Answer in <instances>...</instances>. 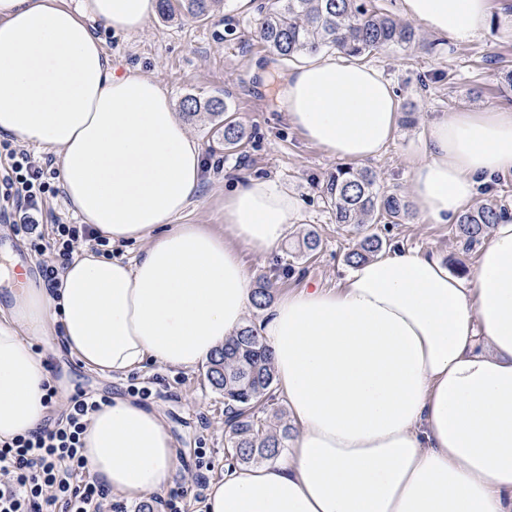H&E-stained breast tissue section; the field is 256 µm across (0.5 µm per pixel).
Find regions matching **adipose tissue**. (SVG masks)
<instances>
[{"label": "adipose tissue", "mask_w": 512, "mask_h": 512, "mask_svg": "<svg viewBox=\"0 0 512 512\" xmlns=\"http://www.w3.org/2000/svg\"><path fill=\"white\" fill-rule=\"evenodd\" d=\"M157 0H0V135L51 153L81 223L136 257L73 254L49 291L28 284L0 321V441L35 430L46 361L26 343L60 324L85 367L192 369L235 336L253 303L243 252L267 255L299 218L280 182L224 195V230L180 218L201 150L152 78L118 72L100 30H141ZM458 43L493 22L490 0H402ZM289 124L328 156L377 157L400 118L375 67L315 55L285 77ZM411 163L420 216L446 224L478 185L512 174V108L445 112ZM298 433L275 463L225 466L205 512H512V219L492 226L470 279L389 248L336 289L281 295L261 324ZM86 468L136 502L176 466L161 416L114 397L81 436Z\"/></svg>", "instance_id": "obj_1"}]
</instances>
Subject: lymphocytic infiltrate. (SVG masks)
Returning a JSON list of instances; mask_svg holds the SVG:
<instances>
[{
	"mask_svg": "<svg viewBox=\"0 0 512 512\" xmlns=\"http://www.w3.org/2000/svg\"><path fill=\"white\" fill-rule=\"evenodd\" d=\"M0 201L5 202L17 229L34 234L50 190V162L27 150L0 143ZM105 254L108 238L73 224L51 225L46 239L36 238L35 253L52 249L54 258L42 262L46 287H56L60 269L79 242ZM107 397L83 395L71 399L64 419L54 427H39L0 443V512H102L105 486L87 477L81 435L91 415Z\"/></svg>",
	"mask_w": 512,
	"mask_h": 512,
	"instance_id": "f902f5d3",
	"label": "lymphocytic infiltrate"
}]
</instances>
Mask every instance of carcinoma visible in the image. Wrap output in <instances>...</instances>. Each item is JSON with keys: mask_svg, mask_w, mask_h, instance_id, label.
Listing matches in <instances>:
<instances>
[{"mask_svg": "<svg viewBox=\"0 0 512 512\" xmlns=\"http://www.w3.org/2000/svg\"><path fill=\"white\" fill-rule=\"evenodd\" d=\"M218 0H160L161 14L167 18L185 12L201 21L207 19ZM258 36L266 50L293 61L305 54L337 49L353 57L368 55L385 46L408 49L418 36L411 22L396 19L373 9L370 0H278V6L262 14ZM185 114L206 112L222 129L224 147L234 149L244 136L227 104L219 98L205 101L184 98ZM326 196L336 223L352 224L360 235L356 247L346 254L349 265L374 259L384 242L369 231L371 224H397L409 213V202L401 195L381 189L376 175L367 168L341 166L326 182ZM508 216L506 209L488 202L462 213L457 222L459 238L469 250L484 237L487 229ZM253 305L261 310L272 299L269 283L258 285ZM211 385L224 392L227 414V447L243 465L271 463L286 448L291 427L283 412L263 417L273 400L275 381L271 350L252 322L210 357L206 365Z\"/></svg>", "mask_w": 512, "mask_h": 512, "instance_id": "cac0c4a2", "label": "carcinoma"}]
</instances>
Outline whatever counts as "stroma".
Returning a JSON list of instances; mask_svg holds the SVG:
<instances>
[{
	"label": "stroma",
	"mask_w": 512,
	"mask_h": 512,
	"mask_svg": "<svg viewBox=\"0 0 512 512\" xmlns=\"http://www.w3.org/2000/svg\"><path fill=\"white\" fill-rule=\"evenodd\" d=\"M271 3L222 0L202 22L185 14L171 19L157 14L137 33L105 31L101 38L113 64L157 81L174 108H181L189 95L220 98L245 131L240 146L228 152L207 115L188 119L202 150L203 175L200 194L183 215V223L220 230L224 192L233 180L247 176L278 180L297 196L300 220L290 226L274 252L244 255L252 281H273L279 296L310 283L338 287L349 271L345 255L357 237L335 222L323 191L340 160L304 140L277 104L278 79L291 65L265 51L256 36L259 9ZM490 9L491 28L471 42L456 43L424 29L410 49L387 47L365 57V64L379 68L392 85L401 113L415 117L414 124L400 123L386 149L365 163L384 190L409 195V166L423 147V129L435 115L488 105L512 107V93H503L500 85L501 72L512 68V27L506 23L512 0H490ZM309 230L320 236L322 245L308 260L299 256L296 244ZM371 230L384 244L419 250L452 269L461 263L473 269L478 263V250H465L456 225L431 223L414 211L401 223L375 224ZM0 240L5 243L0 249V309L5 310L9 307L5 295L18 270L16 253L29 251L30 245L27 236L1 216ZM30 344L47 356L50 384L57 391L46 410V424L61 419L77 394L127 397L132 388H149L151 394L142 404L162 416L177 451L168 493L182 512H202L206 494L194 474H203L210 482L219 480L231 461L224 394L210 385L205 366L185 371L149 363L127 377L110 379L72 355L58 330L33 337Z\"/></svg>",
	"instance_id": "1"
}]
</instances>
